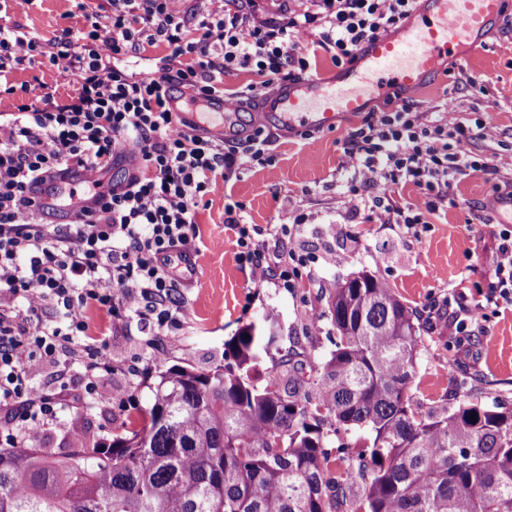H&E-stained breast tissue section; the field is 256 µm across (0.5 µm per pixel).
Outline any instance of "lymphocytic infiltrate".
I'll return each instance as SVG.
<instances>
[{
    "label": "lymphocytic infiltrate",
    "instance_id": "obj_1",
    "mask_svg": "<svg viewBox=\"0 0 512 512\" xmlns=\"http://www.w3.org/2000/svg\"><path fill=\"white\" fill-rule=\"evenodd\" d=\"M75 2L83 28H61L48 41L0 25V78L44 60L77 85L70 99L25 97L0 114V415L17 423L5 436L12 448L39 434L63 404L92 397L101 373L112 371L105 346L87 341L90 311H105L114 330L137 317L151 335L179 343L180 283L167 268L171 252L195 235L198 209L209 196L243 167L272 160L262 130L243 148L225 147L188 129L170 112V96L223 95L225 74L250 66L271 81L299 78L311 70L314 47L345 66L363 44L398 29L415 5L315 0L304 14L262 19L256 0L193 17L184 0H107L101 12L90 10L88 0ZM157 46L167 63L162 72L136 79L113 65ZM485 128L428 123L414 104L388 99L344 137L341 168L354 174L347 191H373L382 223H425L452 204L449 190L459 177L492 174L468 149ZM126 154L136 158L135 170L72 225L47 222L27 195L55 171L74 167L91 177ZM407 183L418 188L417 201L403 210L385 205L387 194ZM243 211L240 202L225 204L224 222L253 283L274 279L294 287L308 259L294 247L293 225H279L266 240ZM272 244L287 252L286 266L270 264ZM493 276L491 302L512 305V229L499 234ZM75 357L87 362L80 391L61 379L47 388L33 385L39 368Z\"/></svg>",
    "mask_w": 512,
    "mask_h": 512
}]
</instances>
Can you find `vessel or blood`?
Here are the masks:
<instances>
[{"label":"vessel or blood","mask_w":512,"mask_h":512,"mask_svg":"<svg viewBox=\"0 0 512 512\" xmlns=\"http://www.w3.org/2000/svg\"><path fill=\"white\" fill-rule=\"evenodd\" d=\"M502 6L503 0H418L403 26L365 45L336 76L280 84L251 113L250 125L283 133L326 129L335 125L337 113L357 114L396 89L415 88L451 58L482 50L484 33ZM170 109L216 140L231 138L238 130L236 113L227 110L220 96L183 93L171 100ZM87 180L84 171L67 170L53 182L34 185L30 195L41 215L65 221L96 209L95 197L73 191Z\"/></svg>","instance_id":"b4317fda"}]
</instances>
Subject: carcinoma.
<instances>
[{
    "label": "carcinoma",
    "instance_id": "1",
    "mask_svg": "<svg viewBox=\"0 0 512 512\" xmlns=\"http://www.w3.org/2000/svg\"><path fill=\"white\" fill-rule=\"evenodd\" d=\"M329 298L336 344L315 387L288 360L251 380L278 341L267 314L232 360L157 371L112 443L87 447L77 420L67 455L0 448V512H512V410L413 408L421 315L366 272ZM356 428L369 446L329 448Z\"/></svg>",
    "mask_w": 512,
    "mask_h": 512
}]
</instances>
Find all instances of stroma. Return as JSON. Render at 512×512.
Segmentation results:
<instances>
[{"mask_svg":"<svg viewBox=\"0 0 512 512\" xmlns=\"http://www.w3.org/2000/svg\"><path fill=\"white\" fill-rule=\"evenodd\" d=\"M73 8L72 0H12L0 23L50 39ZM485 42L483 51L450 60L445 72L401 90L400 97L430 120L486 123L488 134L469 148L495 167V182L481 173L461 177L451 189L455 206L428 215L427 225L383 224L370 195L351 196L341 186L343 138L361 116H340L335 128L307 139L296 133L271 136L272 162L246 167L231 182V198L243 203L248 223L264 229L293 225L299 252L311 260L309 275L289 290L271 282L254 285L249 267L236 258L234 233L224 224L226 199L211 196L199 211L200 235L191 246L198 266L183 290L180 343L153 344L134 321L113 332L107 342L116 371L101 375L95 398L63 408L48 421L33 447L70 450L74 419L84 423L90 443L111 438L126 418L122 398L148 401L142 373L185 360L209 369L223 362L225 345L240 327L267 312L279 322L276 356L323 362L336 337L328 316L330 290L362 272L385 280L418 313L438 308L421 332L414 392L422 409L463 398L512 408V311L487 302L501 230L492 199L512 192V4L488 28ZM10 80L28 85L36 96L73 91L71 79L47 64L17 69ZM449 100L455 104L451 114L444 111ZM300 213L306 221L298 225L294 218ZM478 304L486 316L472 324L470 335H450L449 320L465 317Z\"/></svg>","mask_w":512,"mask_h":512,"instance_id":"35a3bbf8","label":"stroma"}]
</instances>
